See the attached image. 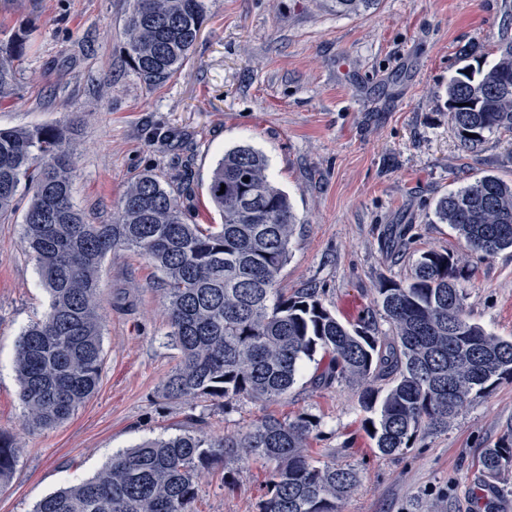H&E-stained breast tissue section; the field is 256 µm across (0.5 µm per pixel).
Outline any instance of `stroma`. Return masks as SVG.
Here are the masks:
<instances>
[{"label":"stroma","mask_w":512,"mask_h":512,"mask_svg":"<svg viewBox=\"0 0 512 512\" xmlns=\"http://www.w3.org/2000/svg\"><path fill=\"white\" fill-rule=\"evenodd\" d=\"M205 4L189 60L148 85L124 53L131 0H0L1 28H34L16 91L0 101V128L78 120L73 197L95 224L111 223L144 170L174 184L186 166L194 222L220 223L206 190L211 173L225 150L251 145L297 218L280 288H319L338 319L370 314L386 336L379 281L408 278L420 253L437 249L468 271L467 320L512 339V250L476 255L434 216L437 199L484 174L512 181V132L464 146L444 94L463 45L477 48L472 65L497 60L512 39V0H374L356 14L338 12L336 0ZM21 222L0 219V437L21 446L0 512H34L145 440L235 435L266 413L315 416L313 461L357 469L341 512H512V477L492 483L479 467L512 422V381L473 395L447 430L420 435L396 456L373 448L358 386L314 384L313 362L286 399L264 407L168 399L164 383L180 353L168 336L161 274L128 249L109 254L98 272L104 368L96 393L62 424L26 430L15 347L49 297L22 248ZM406 224L410 238L395 243ZM266 479L261 463L215 462L198 479L194 512H258Z\"/></svg>","instance_id":"stroma-1"}]
</instances>
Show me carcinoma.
Returning <instances> with one entry per match:
<instances>
[{
	"instance_id": "carcinoma-1",
	"label": "carcinoma",
	"mask_w": 512,
	"mask_h": 512,
	"mask_svg": "<svg viewBox=\"0 0 512 512\" xmlns=\"http://www.w3.org/2000/svg\"><path fill=\"white\" fill-rule=\"evenodd\" d=\"M204 12V0H133L125 52L140 79L164 82L179 70ZM32 34L19 28L0 41V99L15 90L17 62ZM446 96L464 144H477L486 132H511L512 41L491 67L458 68ZM72 125L0 129V216L15 209L20 189L32 193L22 242L50 297L46 314L22 332L14 358L28 429L67 421L97 391L104 365L98 271L118 249L139 252L161 271L168 336L181 354L165 383L170 399L278 401L303 362L319 354L327 363L318 381L355 383L366 434L379 453L395 455L421 433L448 428L473 393L512 381V341L467 320L466 271L449 253L425 251L408 280L379 284L388 342L369 315L340 321L317 288L290 296L277 287L296 216L260 151L236 146L213 170L207 193L220 224L191 223L190 178L176 190L150 172L127 188L112 223L91 224L73 202ZM435 216L474 252L512 249V182L485 174L442 196ZM315 427L307 413L263 415L237 436L147 440L112 457L95 477L46 496L35 512H193L197 476L220 458L268 466L260 512H339L357 472L309 459ZM19 453L0 437V487ZM481 466L492 480L512 472V427L484 449Z\"/></svg>"
}]
</instances>
